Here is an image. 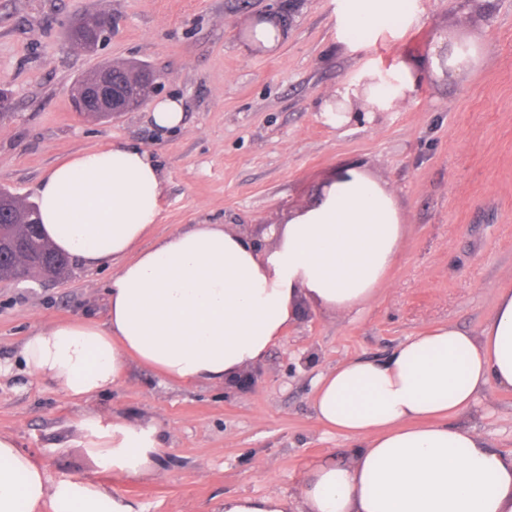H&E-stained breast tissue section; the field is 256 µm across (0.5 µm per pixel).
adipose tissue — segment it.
<instances>
[{
	"mask_svg": "<svg viewBox=\"0 0 512 512\" xmlns=\"http://www.w3.org/2000/svg\"><path fill=\"white\" fill-rule=\"evenodd\" d=\"M345 40L401 32L413 0H342ZM481 60L476 41H442L433 70L466 75ZM418 78L398 65L370 89L339 86L322 111L336 122L347 104L370 111L411 97ZM163 172L145 148L118 144L57 162L35 203L44 236L95 267L117 263L108 318L62 322L28 336L21 358L36 378L86 399L119 384L129 360L174 383H223L260 362L307 302L344 316L374 301L401 248L393 191L362 166L339 168L320 196L272 227L277 244L256 251L220 224L140 243L157 224ZM512 391V287L494 292L479 331L434 324L406 338L383 363L354 358L322 374L319 422L353 441L349 461L309 465L295 498L272 491L225 495L217 512H512V454L492 449L451 419L489 389ZM99 464L156 477L162 431L93 415L80 423ZM0 512H134L104 484L52 478L16 440L0 434Z\"/></svg>",
	"mask_w": 512,
	"mask_h": 512,
	"instance_id": "obj_1",
	"label": "adipose tissue"
}]
</instances>
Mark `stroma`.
<instances>
[{
	"label": "stroma",
	"mask_w": 512,
	"mask_h": 512,
	"mask_svg": "<svg viewBox=\"0 0 512 512\" xmlns=\"http://www.w3.org/2000/svg\"><path fill=\"white\" fill-rule=\"evenodd\" d=\"M399 37L361 44L341 36L339 0H0V188L34 201L46 172L87 150L147 149L166 178L157 224L143 247L197 224L266 239L308 205L335 169L358 164L394 192L402 247L379 297L351 314L301 304L284 338L258 365L250 392L208 382L172 384L130 362L123 381L87 399L33 378L25 338L61 321L108 315L118 267L73 264L59 282H0V434L13 436L56 478L108 485L136 512H213L225 495L296 494L301 472L345 462L352 441L323 426L311 402L317 378L352 358L385 362L407 337L437 323L476 331L494 291L512 285V0H416ZM278 8L289 36L276 51L240 36ZM104 11L112 35L93 55L67 39L73 18ZM477 36L482 66L450 80L429 55L442 39ZM141 62L162 76L163 97L185 118L158 134L139 107L108 122L81 119L75 82L103 62ZM415 68L408 99L382 112L355 104L345 122L321 107L367 67ZM165 433L157 478L103 470L80 422L93 414ZM455 424L512 452V392L490 389Z\"/></svg>",
	"instance_id": "35a3bbf8"
}]
</instances>
